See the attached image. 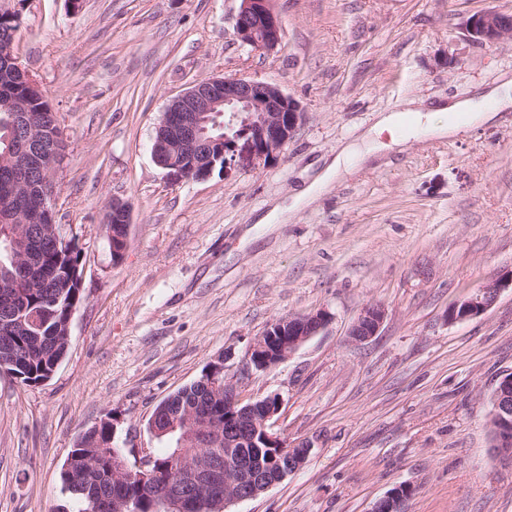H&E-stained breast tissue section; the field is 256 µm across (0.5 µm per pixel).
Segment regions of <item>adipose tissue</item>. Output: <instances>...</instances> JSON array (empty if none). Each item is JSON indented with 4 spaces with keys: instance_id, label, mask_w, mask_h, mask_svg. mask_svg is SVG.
Returning <instances> with one entry per match:
<instances>
[{
    "instance_id": "ef3b65f1",
    "label": "adipose tissue",
    "mask_w": 512,
    "mask_h": 512,
    "mask_svg": "<svg viewBox=\"0 0 512 512\" xmlns=\"http://www.w3.org/2000/svg\"><path fill=\"white\" fill-rule=\"evenodd\" d=\"M509 108H512V80L504 81L481 97L441 105L439 113H415L409 125L404 124L400 113L384 114L364 139L379 150L387 143L394 147L402 145L422 133L450 137L458 133L462 125L486 122L496 112Z\"/></svg>"
}]
</instances>
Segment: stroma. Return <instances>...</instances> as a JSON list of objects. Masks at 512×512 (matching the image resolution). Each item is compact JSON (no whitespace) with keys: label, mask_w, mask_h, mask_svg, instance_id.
Segmentation results:
<instances>
[{"label":"stroma","mask_w":512,"mask_h":512,"mask_svg":"<svg viewBox=\"0 0 512 512\" xmlns=\"http://www.w3.org/2000/svg\"><path fill=\"white\" fill-rule=\"evenodd\" d=\"M276 50L235 35L240 0H21L20 65L58 114L67 158L57 220L82 251L83 298L52 377L0 373V512H81L62 466L105 413L136 469L165 448L154 408L223 360L244 400H281L272 429L311 451L229 512H370L395 486L405 512H512V461L487 425L512 372V288L484 314L449 306L512 272V109L455 136L420 135L335 179L282 224L262 218L315 182L379 114L466 99L512 77V41L480 45L474 14L512 0H274ZM236 75L278 84L306 117L280 157L179 181L152 154L168 103ZM130 209L113 263L103 228ZM385 318L364 342L362 310ZM327 311L286 361L243 372L276 319ZM125 208H126V214H127L125 223H123V219L125 218L123 208L122 209H114L113 208V210H112V206H111L110 211H107L106 216H105L106 224H103L104 228H105L106 236H108V233H110V232L112 233V236L110 239H112V237H113L112 231L117 232L119 229L123 228L126 224V226L124 228L123 236L119 237V240L123 244V248L121 250L122 254L125 253L126 248H127L129 227H130V212H129L128 206L126 204H125ZM385 311L379 305H369L359 314L352 324L349 336L357 342L366 341L375 336L384 320Z\"/></svg>","instance_id":"35a3bbf8"}]
</instances>
